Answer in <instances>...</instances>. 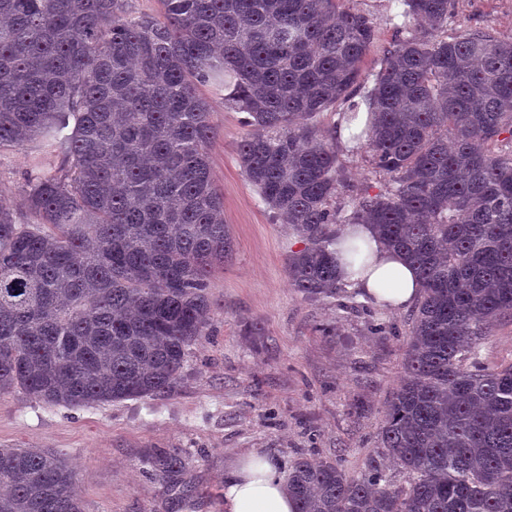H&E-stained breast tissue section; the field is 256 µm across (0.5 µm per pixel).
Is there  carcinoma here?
<instances>
[{"label": "carcinoma", "instance_id": "cac0c4a2", "mask_svg": "<svg viewBox=\"0 0 512 512\" xmlns=\"http://www.w3.org/2000/svg\"><path fill=\"white\" fill-rule=\"evenodd\" d=\"M160 2L135 16L129 0H0V148L61 158L27 178L29 216L0 204V392L75 408L176 386L233 252L196 93L212 85L245 113L247 181L306 241L285 260L303 298L344 296L332 245L348 225H375L422 283L379 447L357 475L296 460L297 512H512V362L480 354L512 319V43L448 37L452 0H401L426 25L374 75L372 194L309 123L352 102L368 16L341 0ZM143 465L176 485L187 459L159 449ZM0 512H82L74 472L0 448Z\"/></svg>", "mask_w": 512, "mask_h": 512}]
</instances>
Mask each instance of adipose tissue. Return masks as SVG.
<instances>
[{
  "mask_svg": "<svg viewBox=\"0 0 512 512\" xmlns=\"http://www.w3.org/2000/svg\"><path fill=\"white\" fill-rule=\"evenodd\" d=\"M345 233L356 236L368 256L366 264H349L343 243H336V258L345 281L381 307L401 310L410 306L421 291L415 267L402 254L388 248L370 225L349 227ZM295 510L296 501L274 458L253 451L240 457L225 473L220 512Z\"/></svg>",
  "mask_w": 512,
  "mask_h": 512,
  "instance_id": "adipose-tissue-1",
  "label": "adipose tissue"
}]
</instances>
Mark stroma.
Returning <instances> with one entry per match:
<instances>
[{"label": "stroma", "instance_id": "35a3bbf8", "mask_svg": "<svg viewBox=\"0 0 512 512\" xmlns=\"http://www.w3.org/2000/svg\"><path fill=\"white\" fill-rule=\"evenodd\" d=\"M373 18L376 39L362 67L378 69L404 23L400 0H343ZM479 28L512 42V0H454L448 33ZM212 105L215 135L208 153L234 251L209 278L215 314L189 351L175 389L81 408L51 405L21 392L0 394V448H38L75 471L83 512H219L224 473L257 450L289 466L298 457L340 461L358 473L377 447L390 391L403 376L411 310L366 313L333 299L310 301L292 288L285 259L303 249L248 183L238 162L243 115L224 94L199 89ZM344 176L378 192L384 183L354 145L338 142ZM38 144L0 150V198L24 213L29 172L47 167ZM379 318L397 335L377 334ZM190 455L189 492L144 471L152 450Z\"/></svg>", "mask_w": 512, "mask_h": 512}]
</instances>
